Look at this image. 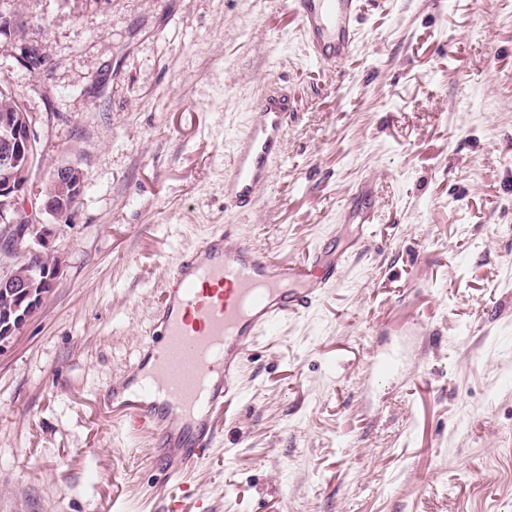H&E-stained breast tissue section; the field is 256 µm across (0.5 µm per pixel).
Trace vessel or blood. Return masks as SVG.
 Instances as JSON below:
<instances>
[{
  "instance_id": "b4317fda",
  "label": "vessel or blood",
  "mask_w": 512,
  "mask_h": 512,
  "mask_svg": "<svg viewBox=\"0 0 512 512\" xmlns=\"http://www.w3.org/2000/svg\"><path fill=\"white\" fill-rule=\"evenodd\" d=\"M299 28L321 65L350 56L361 0H294ZM294 105L261 94L224 172V202L249 214L282 153ZM350 251L313 250L291 262L261 251L240 225L218 226L181 253L167 275L153 324L140 344V372L112 384V409L129 433L149 432L153 454L172 483L207 460L218 413L240 395L246 353L258 336L309 312L341 279Z\"/></svg>"
}]
</instances>
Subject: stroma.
Returning <instances> with one entry per match:
<instances>
[{
  "label": "stroma",
  "mask_w": 512,
  "mask_h": 512,
  "mask_svg": "<svg viewBox=\"0 0 512 512\" xmlns=\"http://www.w3.org/2000/svg\"><path fill=\"white\" fill-rule=\"evenodd\" d=\"M0 82L45 184L84 176L41 310L0 347V512H165L148 434L103 411L179 255L214 225L283 260L379 214L324 301L255 342L184 512H512V0H363L353 55L316 64L291 0H0ZM39 47L29 70L16 57ZM296 101L272 183L224 209L258 94ZM400 375L367 378L375 354Z\"/></svg>",
  "instance_id": "1"
}]
</instances>
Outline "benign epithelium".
<instances>
[{"label": "benign epithelium", "instance_id": "obj_1", "mask_svg": "<svg viewBox=\"0 0 512 512\" xmlns=\"http://www.w3.org/2000/svg\"><path fill=\"white\" fill-rule=\"evenodd\" d=\"M37 136L34 121L27 112L17 117L0 120V223L5 232L0 235V250L18 252L26 248L40 254L45 245L47 229L35 214L18 210L17 201L28 195V181L17 178L18 159L36 149ZM53 189L42 197V211L55 219L70 215L84 190V179L79 168L61 165L52 175ZM41 278L0 275V294L16 301V307L0 320V342L5 344L17 336L41 309L49 289L58 281L59 265L53 262L39 272Z\"/></svg>", "mask_w": 512, "mask_h": 512}]
</instances>
